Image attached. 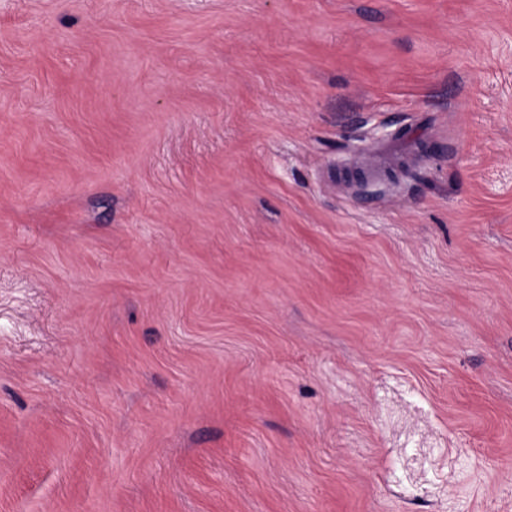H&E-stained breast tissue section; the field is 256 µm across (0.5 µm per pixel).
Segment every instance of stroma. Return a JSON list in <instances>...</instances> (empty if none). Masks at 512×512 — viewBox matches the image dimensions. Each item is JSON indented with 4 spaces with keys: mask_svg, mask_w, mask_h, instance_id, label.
I'll return each instance as SVG.
<instances>
[{
    "mask_svg": "<svg viewBox=\"0 0 512 512\" xmlns=\"http://www.w3.org/2000/svg\"><path fill=\"white\" fill-rule=\"evenodd\" d=\"M0 512H512V0H0Z\"/></svg>",
    "mask_w": 512,
    "mask_h": 512,
    "instance_id": "35a3bbf8",
    "label": "stroma"
}]
</instances>
